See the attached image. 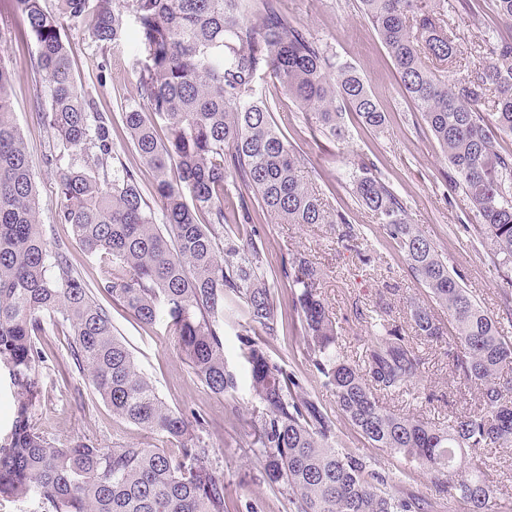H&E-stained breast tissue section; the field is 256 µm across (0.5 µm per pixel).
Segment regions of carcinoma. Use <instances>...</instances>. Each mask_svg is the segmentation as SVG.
I'll return each mask as SVG.
<instances>
[{
	"mask_svg": "<svg viewBox=\"0 0 512 512\" xmlns=\"http://www.w3.org/2000/svg\"><path fill=\"white\" fill-rule=\"evenodd\" d=\"M26 27L0 28V367L15 388L16 413L0 442V497L35 498L51 512H229L224 478L185 415L159 396L132 352L112 330L105 293L141 323L160 305L197 377L218 396L236 392L217 327L224 299L246 310L253 331L272 336L280 318L263 257L252 239L224 235V225L269 216L281 224H345L302 175L305 156L272 120L274 100L258 89L269 76L316 127L342 139V107L364 127L381 130L386 113L358 70L293 24L279 0H19ZM409 97L422 112L478 217L500 265H512V40L487 45L491 61L450 79L441 66L458 55L445 21V0H360ZM130 17L142 58L133 100L123 112L128 144L155 173L144 195L114 140L111 116L78 82L64 24L82 23L101 50L125 33ZM32 39L45 73L48 107L39 113L54 152L58 222L69 224L89 254L112 256L96 284L72 269L67 251L50 247L39 223V195L23 133L12 110L16 73L8 48ZM164 134H159V129ZM253 194L227 209L228 182ZM361 204L377 215L403 249L410 272L448 312L443 327L415 304V334L438 341L448 331L454 374L478 390L472 412L441 426L383 406L412 392L421 358L382 317L367 325L363 362L339 343L318 293L319 270L288 258L292 328L338 410L374 448L426 466L441 499L462 512H512V494L484 479L491 449L512 447V339L450 273L435 247L407 221L384 183L354 178ZM69 325L68 353L92 394L112 415L179 445L100 447L84 437L60 443L39 431L32 414L36 372L44 361L38 337L46 319ZM251 391L261 407L257 443L268 483L287 496L290 512H429L426 500L397 489L396 478L355 452L336 448L333 421L292 372L270 363L264 344L244 339Z\"/></svg>",
	"mask_w": 512,
	"mask_h": 512,
	"instance_id": "carcinoma-1",
	"label": "carcinoma"
}]
</instances>
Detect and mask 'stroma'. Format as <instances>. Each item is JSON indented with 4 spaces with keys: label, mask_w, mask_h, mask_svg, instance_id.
<instances>
[{
    "label": "stroma",
    "mask_w": 512,
    "mask_h": 512,
    "mask_svg": "<svg viewBox=\"0 0 512 512\" xmlns=\"http://www.w3.org/2000/svg\"><path fill=\"white\" fill-rule=\"evenodd\" d=\"M280 6L295 24L326 44L336 60L356 67L386 112L387 123L384 129L371 131L348 112L344 115L345 138H328L310 127L291 96L274 88L271 80H264L265 90L276 102L273 119L277 129L308 158L305 181L347 221L278 224L267 219L260 224H228L224 230L252 237L258 244L264 272L279 293L282 312H289L291 299L282 272L283 259L298 253L320 269L319 291L350 357L362 354L368 315L381 313L397 326L418 348L424 369L415 384L414 397L390 400L389 408L432 423L447 421L473 407L478 392L458 383L452 373L446 357L447 339L428 343L415 335L410 305L429 304L428 290L410 274L404 251L387 235L380 219L358 202L352 185L354 175L365 165L381 179L402 202L409 222L434 243L449 269L460 275L463 287L477 304L499 316L500 334L510 337L512 321L500 316L506 285L503 271L465 195L451 186L448 160L402 86L380 36L363 19L358 0H280ZM447 21L459 47L457 62L448 71L452 78L464 74L476 61L487 35L512 38V23L499 18L495 0H470L466 13L460 10L459 0H448ZM65 35L72 44L76 77L92 91L99 110L111 115L115 127H122V110L134 93L139 52L126 38L101 51L87 33L74 26L66 27ZM10 56L16 71L12 106L36 176L40 222L51 244L67 247L74 270L86 282H95L102 259L84 251L70 225L57 221L55 175L44 162L53 142L34 106L35 88L45 83L44 73L34 64L36 49L16 46ZM101 302L111 313L114 333L153 380L161 398L185 416H203L204 423L196 434L209 449L216 472L224 478L233 512H247L252 505L260 512H289L284 496L266 483L254 448L260 417L241 343L248 325L244 309L227 303L218 329L226 368L238 384L230 398L212 394L201 383L180 353L176 337L168 331L166 310H159L155 323L146 326L111 298L102 297ZM44 329L41 344L45 360L38 372L40 395L33 417L41 431L60 442L81 436L103 446L176 450V443L163 434L114 417L101 399L80 400V393L87 390L83 377L75 370L66 375L61 372L68 360L69 326L48 320ZM267 355L271 363L295 373L310 399L333 420L340 449L356 452L374 468L398 475L401 490L434 501L433 512H460L457 503L436 504L435 490L423 466L371 447L342 416L324 377L311 367L291 326L268 337Z\"/></svg>",
    "instance_id": "stroma-1"
}]
</instances>
